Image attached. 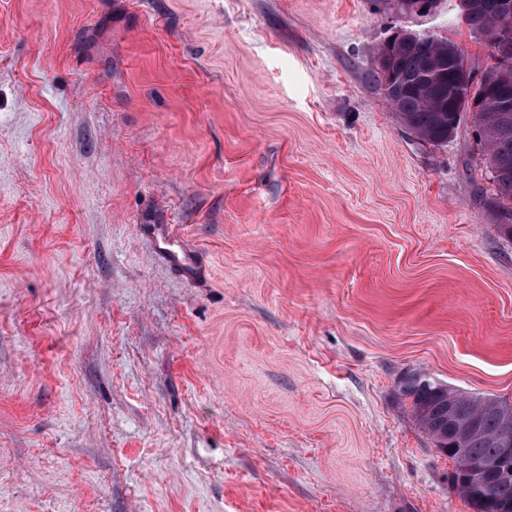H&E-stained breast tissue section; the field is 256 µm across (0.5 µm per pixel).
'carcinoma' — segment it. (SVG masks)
Segmentation results:
<instances>
[{
    "mask_svg": "<svg viewBox=\"0 0 512 512\" xmlns=\"http://www.w3.org/2000/svg\"><path fill=\"white\" fill-rule=\"evenodd\" d=\"M473 34L487 37L512 31V14L505 15L504 0H479V7L463 17ZM459 46L436 33L424 39H405L390 49L376 48L375 82L383 88L393 112L418 141L436 146L448 143L456 133L462 113L454 111L460 95L473 84L459 74ZM485 168L490 172L500 212L512 215V111L501 112L488 103L472 116ZM398 395L411 403L417 425L444 444L437 452L453 463L451 478L465 484L461 495L476 512H512V503L498 500L491 479L471 473V459L498 456L497 436L503 416L512 413V402L500 400L501 408L488 407L483 397L461 396L426 383V374L410 372L398 383ZM454 420L448 421V404ZM462 444L466 451L457 450Z\"/></svg>",
    "mask_w": 512,
    "mask_h": 512,
    "instance_id": "1",
    "label": "carcinoma"
}]
</instances>
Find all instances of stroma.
Masks as SVG:
<instances>
[{"label": "stroma", "mask_w": 512, "mask_h": 512, "mask_svg": "<svg viewBox=\"0 0 512 512\" xmlns=\"http://www.w3.org/2000/svg\"><path fill=\"white\" fill-rule=\"evenodd\" d=\"M403 24L0 0V512H472L396 385L512 401V237L471 117L420 145L374 81Z\"/></svg>", "instance_id": "stroma-1"}]
</instances>
